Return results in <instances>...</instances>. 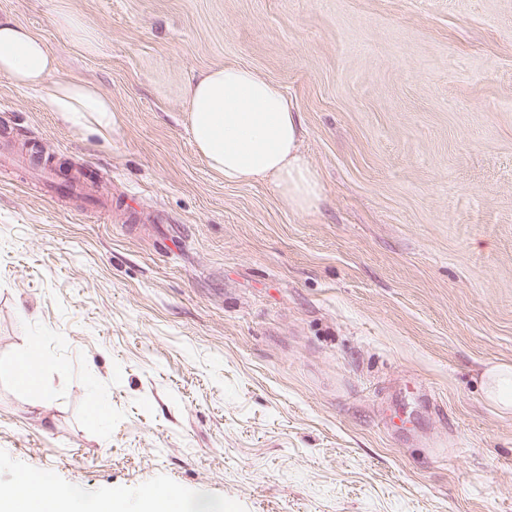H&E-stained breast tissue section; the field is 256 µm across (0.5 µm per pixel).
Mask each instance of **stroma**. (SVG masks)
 Returning <instances> with one entry per match:
<instances>
[{
  "label": "stroma",
  "mask_w": 512,
  "mask_h": 512,
  "mask_svg": "<svg viewBox=\"0 0 512 512\" xmlns=\"http://www.w3.org/2000/svg\"><path fill=\"white\" fill-rule=\"evenodd\" d=\"M112 100L98 133L0 77V486L225 512H512V0H0ZM79 18L87 49L58 24ZM237 64L301 114L316 209L228 185L185 91ZM27 323H20V314ZM103 405L99 416L90 398ZM32 355L26 354L15 361L0 362V373H11L23 384H35L39 378L41 365L32 366ZM483 384L488 399L505 410L512 409V365L493 366L486 372ZM143 512H157L161 508L167 512H224V504L201 498L184 496L175 490L159 493L147 490L142 494Z\"/></svg>",
  "instance_id": "1"
}]
</instances>
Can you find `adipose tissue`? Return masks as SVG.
<instances>
[{"mask_svg":"<svg viewBox=\"0 0 512 512\" xmlns=\"http://www.w3.org/2000/svg\"><path fill=\"white\" fill-rule=\"evenodd\" d=\"M56 58L39 35L0 16V75L37 89L55 71ZM52 111L77 127L112 125V101L90 83L57 82L49 97ZM190 138L210 170L228 184L267 182L294 211L312 209L320 197L318 177L301 150L303 126L293 102L273 82L249 68L227 65L188 85ZM144 512H224V504L184 496L175 490L142 495ZM0 512H124L120 499L84 503L60 489L43 493L32 476L0 487Z\"/></svg>","mask_w":512,"mask_h":512,"instance_id":"ef3b65f1","label":"adipose tissue"}]
</instances>
